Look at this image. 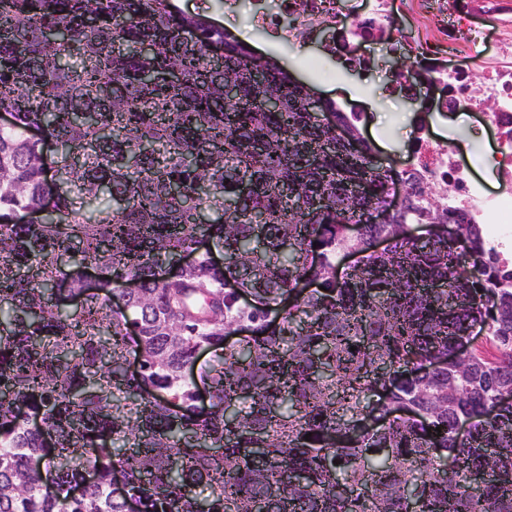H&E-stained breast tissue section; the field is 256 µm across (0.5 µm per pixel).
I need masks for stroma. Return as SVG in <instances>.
Listing matches in <instances>:
<instances>
[{
  "label": "stroma",
  "mask_w": 512,
  "mask_h": 512,
  "mask_svg": "<svg viewBox=\"0 0 512 512\" xmlns=\"http://www.w3.org/2000/svg\"><path fill=\"white\" fill-rule=\"evenodd\" d=\"M253 44L282 58L299 80L315 88L322 97L346 98L352 105L366 110L368 119L361 129L362 135L391 166L405 163L420 109L388 95L383 69L373 70L364 76L336 69L332 60L324 55L320 42L315 40L289 47L267 45L257 38ZM481 122L479 114L467 112L460 120L448 125L434 124L433 130L460 144L464 157L471 159L475 174L488 181L492 175L486 169L485 160L495 151L496 141L493 133L485 130Z\"/></svg>",
  "instance_id": "1"
}]
</instances>
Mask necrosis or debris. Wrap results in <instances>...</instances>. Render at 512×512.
I'll return each mask as SVG.
<instances>
[{"label": "necrosis or debris", "mask_w": 512, "mask_h": 512, "mask_svg": "<svg viewBox=\"0 0 512 512\" xmlns=\"http://www.w3.org/2000/svg\"><path fill=\"white\" fill-rule=\"evenodd\" d=\"M255 32L284 44L318 39L331 58L352 70L375 67L372 49L388 46L397 64L387 76L390 93L422 111L482 112L499 151L495 182L472 176L457 143L418 123L406 170L414 183L481 227L488 248L512 268V0H254ZM493 41L485 75L473 81L464 61L471 48Z\"/></svg>", "instance_id": "4bbe7bcc"}]
</instances>
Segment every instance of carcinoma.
<instances>
[{
    "label": "carcinoma",
    "instance_id": "1",
    "mask_svg": "<svg viewBox=\"0 0 512 512\" xmlns=\"http://www.w3.org/2000/svg\"><path fill=\"white\" fill-rule=\"evenodd\" d=\"M330 108L175 0H0V512H512V270L424 187L364 223L390 172ZM448 220L466 266L407 232Z\"/></svg>",
    "mask_w": 512,
    "mask_h": 512
}]
</instances>
